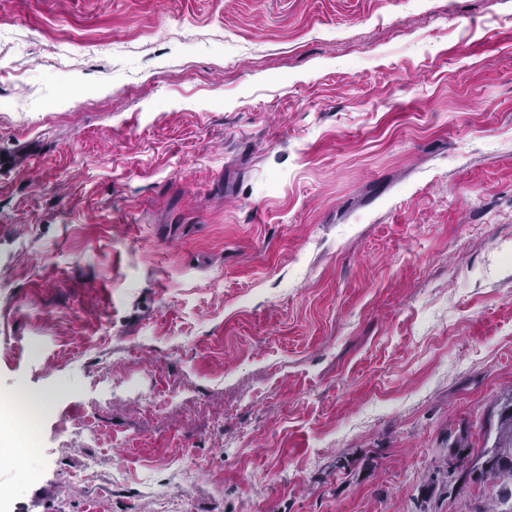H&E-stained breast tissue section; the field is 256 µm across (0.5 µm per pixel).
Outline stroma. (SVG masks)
Here are the masks:
<instances>
[{
	"label": "stroma",
	"mask_w": 512,
	"mask_h": 512,
	"mask_svg": "<svg viewBox=\"0 0 512 512\" xmlns=\"http://www.w3.org/2000/svg\"><path fill=\"white\" fill-rule=\"evenodd\" d=\"M0 29V395L46 400L0 512H478L448 451L512 401V0Z\"/></svg>",
	"instance_id": "stroma-1"
}]
</instances>
